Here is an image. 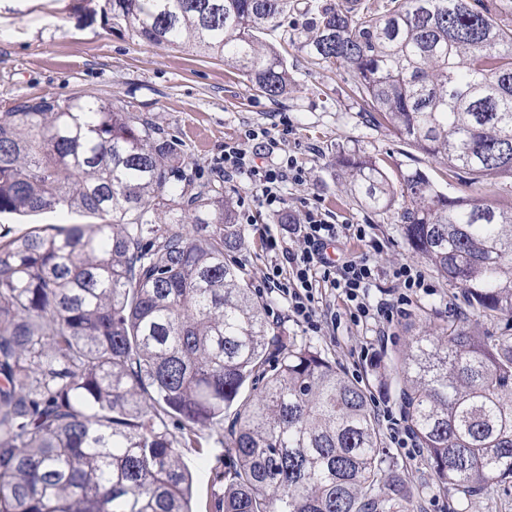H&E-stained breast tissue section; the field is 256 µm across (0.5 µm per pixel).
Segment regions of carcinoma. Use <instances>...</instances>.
Here are the masks:
<instances>
[{
    "label": "carcinoma",
    "instance_id": "cac0c4a2",
    "mask_svg": "<svg viewBox=\"0 0 512 512\" xmlns=\"http://www.w3.org/2000/svg\"><path fill=\"white\" fill-rule=\"evenodd\" d=\"M288 0H112L144 43L224 60L271 99ZM305 47L355 75L371 119L477 187L450 197L340 154L350 192L400 210L411 250L495 331L447 319L394 352L407 424L438 488L512 486V0H308ZM174 142L110 101L34 97L0 113V213L97 216L0 228V512H194L180 449L232 459L213 512H409L366 391L266 319L231 254L233 198L194 185ZM231 412L229 425L224 413ZM179 432L173 431V425ZM98 223H101V220L91 215L60 211H46L28 217H20L11 213L0 214V224H2V227H11L16 231H23L34 226V224L50 228V226L46 225L51 224L59 227H66L71 224Z\"/></svg>",
    "mask_w": 512,
    "mask_h": 512
}]
</instances>
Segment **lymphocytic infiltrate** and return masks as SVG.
<instances>
[{
	"mask_svg": "<svg viewBox=\"0 0 512 512\" xmlns=\"http://www.w3.org/2000/svg\"><path fill=\"white\" fill-rule=\"evenodd\" d=\"M243 149L224 148V177L247 176L252 184V199L261 205L281 203L280 185L286 181L300 182L304 172L293 162L271 168H259L245 161ZM291 248L282 250L278 241L267 238L269 250H281V260L272 262L265 270L261 287L276 294L287 304L288 318L305 330L321 332L323 319L319 312L323 290L337 293L344 303L345 316L355 324L374 322L380 342H388L389 330L402 316L418 292H431L432 286L414 265L398 263L382 268L366 257L329 259L325 248L330 243L353 240L365 243L374 252L382 245L366 224H331L325 221L318 207L306 203L299 217L287 229ZM394 284L385 298L370 301L369 290L381 276Z\"/></svg>",
	"mask_w": 512,
	"mask_h": 512,
	"instance_id": "f902f5d3",
	"label": "lymphocytic infiltrate"
}]
</instances>
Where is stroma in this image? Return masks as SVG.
I'll return each instance as SVG.
<instances>
[{
  "mask_svg": "<svg viewBox=\"0 0 512 512\" xmlns=\"http://www.w3.org/2000/svg\"><path fill=\"white\" fill-rule=\"evenodd\" d=\"M303 22L297 10L282 20L283 29L295 39L288 48L292 85L287 95L272 100L220 59L138 41L125 23L113 20L108 0H0V112L11 111L27 98L75 93L126 104L151 118L177 144L195 182L223 183L225 194L233 198L250 195L251 185L244 176L224 182L219 169L225 145H240L261 166L294 160L305 178L283 183V213L254 204L249 220L242 223L247 245L236 258L245 281L255 287L273 257L257 226H266V236L280 237L284 214H299L303 202L316 203L331 223L372 225L383 251L373 253L359 243L354 255L370 256L383 267L413 263L434 285L432 294H419L394 322L388 343L376 348L375 363L357 357L373 342V326L344 319L316 335L288 321L277 296L269 294L265 300L276 331L295 344H315L345 375L355 376L373 401L388 405L398 416L404 409L390 369L393 353L424 326L451 315L472 323L476 316L464 308L457 289L412 252L397 212L363 208L346 190L334 161L341 152L366 153L382 158L392 175L415 168L425 171L449 195L462 196L469 189L449 185L443 161L427 158L391 129L370 123L350 90L353 73L316 63L298 42ZM380 430L387 461L405 484L412 512H430L432 504L447 503L424 457L394 447L388 422H381ZM199 436L200 447L183 449L182 457L195 477L193 508L206 512L215 492L212 473L225 470L230 451L207 429H200Z\"/></svg>",
  "mask_w": 512,
  "mask_h": 512,
  "instance_id": "1",
  "label": "stroma"
}]
</instances>
